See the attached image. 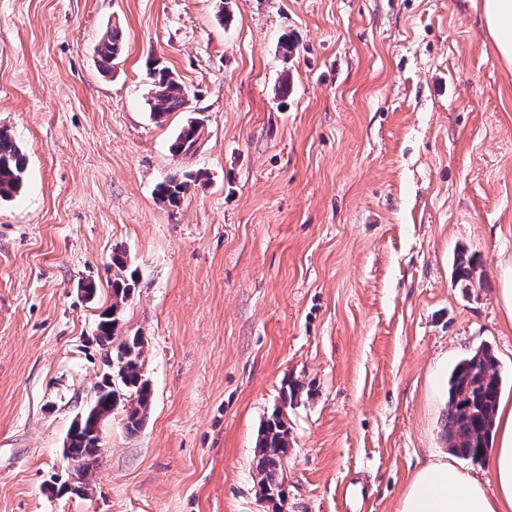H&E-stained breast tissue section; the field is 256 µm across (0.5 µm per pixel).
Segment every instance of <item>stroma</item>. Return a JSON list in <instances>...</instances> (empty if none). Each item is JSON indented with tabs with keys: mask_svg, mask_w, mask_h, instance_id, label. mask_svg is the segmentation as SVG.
Instances as JSON below:
<instances>
[{
	"mask_svg": "<svg viewBox=\"0 0 512 512\" xmlns=\"http://www.w3.org/2000/svg\"><path fill=\"white\" fill-rule=\"evenodd\" d=\"M478 3L0 0V128L27 157L0 202V512H338L361 471L369 512H399L449 452L459 360L490 346L512 404V71ZM155 59L189 90L161 123ZM197 114L196 153L173 154ZM172 177L190 181L176 208L156 193ZM116 247L138 276L119 334L145 342L152 406L132 434L106 421L87 494H56L104 369ZM461 251L479 287L457 285ZM277 410L279 509L255 457ZM97 54L106 67L115 64V61H117L122 54L121 38L117 31H112V35L100 41Z\"/></svg>",
	"mask_w": 512,
	"mask_h": 512,
	"instance_id": "obj_1",
	"label": "stroma"
}]
</instances>
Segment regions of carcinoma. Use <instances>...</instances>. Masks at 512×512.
<instances>
[{
  "label": "carcinoma",
  "instance_id": "obj_1",
  "mask_svg": "<svg viewBox=\"0 0 512 512\" xmlns=\"http://www.w3.org/2000/svg\"><path fill=\"white\" fill-rule=\"evenodd\" d=\"M101 61L110 66L122 54L118 32L102 39L97 48ZM150 116L158 121L188 104L187 88L179 75L167 66L152 63ZM204 133V119L195 117L181 127L170 149L179 154L190 150ZM27 158L6 128H0V201H9L23 188ZM188 190V182L167 179L157 186L158 198L172 207L179 206ZM112 304L99 316L96 338L106 348L103 365L106 371L94 384L90 405L82 412L81 422L70 425L64 447L71 458L81 463L76 474L74 495L86 494L89 477L100 453L95 441L102 438L100 420L121 412L126 429L138 431L152 403V389L143 372L144 340L129 336L114 344L127 302L137 286V273L127 261L125 250L112 249ZM502 376L493 351L483 346L461 359L448 379V411L444 437L448 447L462 457H478L489 448L496 426ZM288 449V426L278 413L264 423L257 442L259 483L263 495L282 499V460Z\"/></svg>",
  "mask_w": 512,
  "mask_h": 512
}]
</instances>
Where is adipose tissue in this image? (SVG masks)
<instances>
[{
	"instance_id": "obj_1",
	"label": "adipose tissue",
	"mask_w": 512,
	"mask_h": 512,
	"mask_svg": "<svg viewBox=\"0 0 512 512\" xmlns=\"http://www.w3.org/2000/svg\"><path fill=\"white\" fill-rule=\"evenodd\" d=\"M485 34L503 67L512 70V0H481ZM498 446L483 454V478L437 461L421 467L399 512H512V406L502 407Z\"/></svg>"
}]
</instances>
